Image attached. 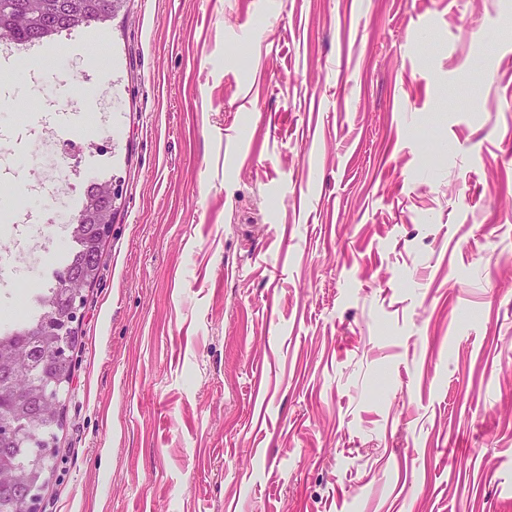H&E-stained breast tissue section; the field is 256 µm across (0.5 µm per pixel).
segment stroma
Segmentation results:
<instances>
[{
	"label": "stroma",
	"instance_id": "stroma-1",
	"mask_svg": "<svg viewBox=\"0 0 512 512\" xmlns=\"http://www.w3.org/2000/svg\"><path fill=\"white\" fill-rule=\"evenodd\" d=\"M42 75L17 156L122 204L40 512H512V0H131ZM52 141L53 145H50L49 153H46L45 163L51 167L60 168V165L64 163V159L68 156H73L80 152L88 150V140L82 137H73L72 139L63 142L57 139L55 135L48 136Z\"/></svg>",
	"mask_w": 512,
	"mask_h": 512
}]
</instances>
